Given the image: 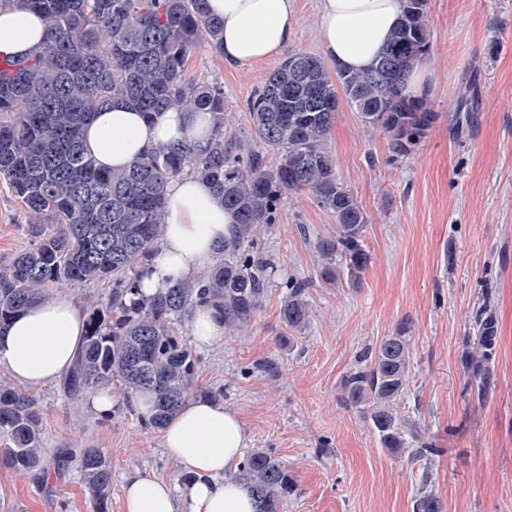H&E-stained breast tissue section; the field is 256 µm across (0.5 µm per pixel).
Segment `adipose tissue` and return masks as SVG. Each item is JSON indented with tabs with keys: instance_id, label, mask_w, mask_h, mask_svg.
<instances>
[{
	"instance_id": "adipose-tissue-1",
	"label": "adipose tissue",
	"mask_w": 512,
	"mask_h": 512,
	"mask_svg": "<svg viewBox=\"0 0 512 512\" xmlns=\"http://www.w3.org/2000/svg\"><path fill=\"white\" fill-rule=\"evenodd\" d=\"M207 7L224 21L225 62L238 68L276 56L294 35L293 0H207ZM402 13L403 0H320L326 57L350 70L368 68ZM45 39L39 16L16 6L0 9V55L27 57ZM210 130L211 116L205 112L171 110L149 119L116 101L85 126L83 143L98 166L112 170L151 149L205 142ZM232 222L205 181L191 173L173 179L164 238L141 279L142 293L155 294L212 265ZM83 334V312L77 303L60 296L45 298L0 330V366L28 385L54 382L71 368ZM162 439L185 464L190 483L182 488L146 473H130L124 512H255L249 488L224 477L237 466L247 443L235 413L208 398L193 400L169 421Z\"/></svg>"
}]
</instances>
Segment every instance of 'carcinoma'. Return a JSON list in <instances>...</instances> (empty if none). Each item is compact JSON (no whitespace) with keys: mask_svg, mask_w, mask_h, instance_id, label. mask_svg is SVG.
<instances>
[{"mask_svg":"<svg viewBox=\"0 0 512 512\" xmlns=\"http://www.w3.org/2000/svg\"><path fill=\"white\" fill-rule=\"evenodd\" d=\"M428 0H404L401 24L368 69H329L319 57H288L247 102L252 128L228 130L224 87L188 73L202 41L220 49L223 21L206 0H0L40 13L48 36L28 58L0 56V181L26 209L44 218L27 225L30 244L0 264V326L19 311L65 288L106 289L83 308L85 335L59 389L75 401L119 385L127 401L153 397L150 424L160 430L193 394L197 355L183 326L205 301L221 310L224 327L249 324L268 291L270 275L255 259L263 226L273 223L285 194L308 192L336 221L316 242L327 261L356 280L370 263L363 243L368 216L338 176L329 138L340 101L367 128L382 133L389 159L410 155L438 119L430 102L408 88L412 69L429 56ZM121 100L149 117L167 109L208 112L212 132L203 145L178 144L142 154L128 167L102 171L82 145L94 114ZM190 171L208 182L235 218L216 262L192 279L151 298L137 289L156 256L167 217V186ZM310 282L292 279L280 319L300 332L310 317ZM477 353L466 369L477 397L492 381L496 345L492 313L475 322ZM405 327L381 339L347 372L343 402L367 411L383 447L427 452L418 430H404L397 401L409 380ZM37 396L0 384V467L39 482L48 465L66 469L73 449L42 448ZM92 512H105L112 471L97 448L79 449ZM235 478L248 483L258 512H282L288 470L270 453H248ZM414 512H441L421 494Z\"/></svg>","mask_w":512,"mask_h":512,"instance_id":"obj_1","label":"carcinoma"}]
</instances>
